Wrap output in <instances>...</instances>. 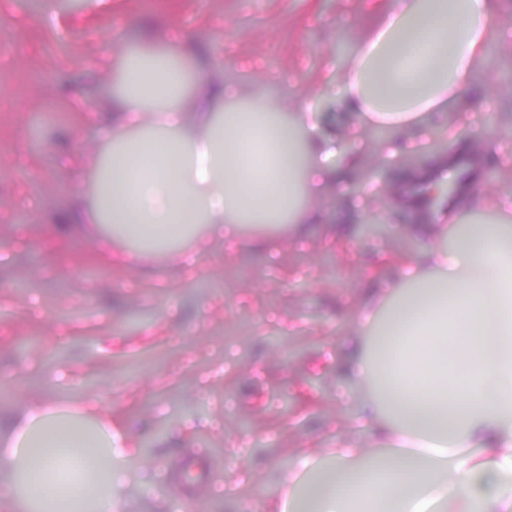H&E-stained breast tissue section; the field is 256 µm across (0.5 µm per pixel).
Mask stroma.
Masks as SVG:
<instances>
[{
	"instance_id": "obj_1",
	"label": "stroma",
	"mask_w": 512,
	"mask_h": 512,
	"mask_svg": "<svg viewBox=\"0 0 512 512\" xmlns=\"http://www.w3.org/2000/svg\"><path fill=\"white\" fill-rule=\"evenodd\" d=\"M389 0H0V429L36 402L82 403L112 418L116 442L136 441L114 496L123 512H267L297 448L365 440L354 405L366 388L344 373V344L377 267L409 260L428 239L409 237L419 211L403 202L416 171L440 155L435 119L395 128L416 141L417 168L386 160L375 128L359 164L322 196L306 238L289 228L242 235L227 256L210 240L186 274L148 253L125 267L98 259V224L68 233L57 218L89 188L100 150L90 109L111 105L102 58L136 50L179 54L169 32L196 45L190 76L215 67L245 97L296 111L316 105L336 125L328 92L372 19ZM446 115L454 156L505 157L484 165L452 196L491 188L512 197V52L491 44L466 96ZM65 153L89 166L63 167ZM392 224L383 237L358 225Z\"/></svg>"
}]
</instances>
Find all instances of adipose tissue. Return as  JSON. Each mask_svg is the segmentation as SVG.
Listing matches in <instances>:
<instances>
[{"label":"adipose tissue","instance_id":"adipose-tissue-1","mask_svg":"<svg viewBox=\"0 0 512 512\" xmlns=\"http://www.w3.org/2000/svg\"><path fill=\"white\" fill-rule=\"evenodd\" d=\"M496 9L497 0H390L336 77L335 107L355 118L343 137L320 131L313 107L286 116L278 102L244 103L222 70L188 88L166 56L121 61L97 221L166 246L194 224L234 240L249 224L311 223L361 126H414L463 99L497 36ZM492 208L496 223L468 225L455 250L428 252L429 275L374 290L361 320L375 331L392 323V337L383 350L354 342L345 368L371 388L356 409L379 440L298 455L276 512H512V210ZM13 428L7 446L33 460L37 485L0 486L9 512L59 501L63 447L101 449V478L79 501L120 512L111 427L83 429L34 406ZM353 461L373 465L372 476L339 492Z\"/></svg>","mask_w":512,"mask_h":512}]
</instances>
